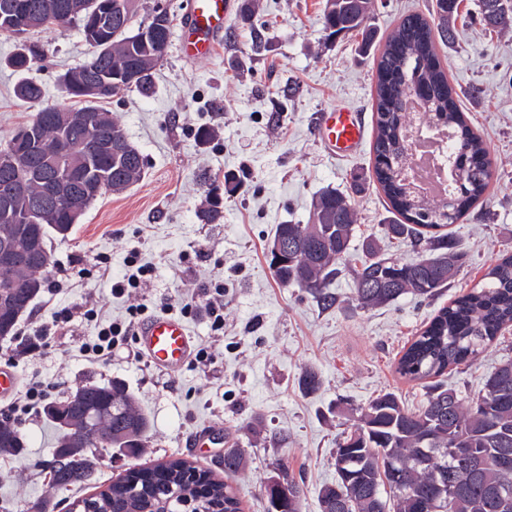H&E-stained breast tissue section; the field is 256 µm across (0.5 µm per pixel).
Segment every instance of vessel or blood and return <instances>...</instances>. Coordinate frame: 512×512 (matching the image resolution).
<instances>
[{
    "mask_svg": "<svg viewBox=\"0 0 512 512\" xmlns=\"http://www.w3.org/2000/svg\"><path fill=\"white\" fill-rule=\"evenodd\" d=\"M196 6L183 29V50L187 57H211L224 33L229 0H195ZM317 132L325 150L332 156L358 155L365 137L361 112L337 106L320 112ZM142 354L165 371L182 368L191 358L195 341L189 328L179 318L160 313L140 323L136 329Z\"/></svg>",
    "mask_w": 512,
    "mask_h": 512,
    "instance_id": "vessel-or-blood-1",
    "label": "vessel or blood"
}]
</instances>
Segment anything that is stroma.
<instances>
[{
    "instance_id": "stroma-1",
    "label": "stroma",
    "mask_w": 512,
    "mask_h": 512,
    "mask_svg": "<svg viewBox=\"0 0 512 512\" xmlns=\"http://www.w3.org/2000/svg\"><path fill=\"white\" fill-rule=\"evenodd\" d=\"M243 3L230 0L212 57H184L178 41H171L153 72L150 96L123 92L104 102L140 151L144 175L122 193L98 197L68 238H51L48 270L58 291L42 290L18 325L19 334L32 333L55 308L82 303L88 294L112 319L124 321L129 304L162 295L187 300L220 281L223 331L212 330L198 313L185 319L196 345L213 360L204 370L189 362L167 373L120 348L111 361L91 364L79 346L94 335V326L74 320L46 355L16 364L20 378H57L59 400L85 384L122 382L150 418L146 441L135 456L122 448L97 449L93 480L58 490L48 479L57 430L43 413L29 415L18 426L22 450L0 464V512H27L35 501L64 512L74 498L104 489L125 470L173 456L220 476L228 448L245 458L233 481L244 512H267L263 487L284 472L304 489L302 512H320L321 488L336 481L337 443L361 407L384 392L411 409L424 404L423 383L396 371L413 337L441 307L479 283L496 259L512 255V26L484 31L479 0H461L456 39L438 47L458 103L488 145L493 172L485 203L451 227L464 264L433 297L408 293L364 309L351 271L364 240L375 237L384 254L402 262L414 253L409 243L384 235L391 214L370 176V146L351 159L331 157L314 131L315 117L347 105L373 125L375 58L402 13H430L435 0H373L368 47L358 36H326L324 0H254L248 19L241 16ZM22 42L39 56L28 79L45 88L48 103L63 102L59 75L87 59L77 25L34 32ZM22 42L0 33V148L30 114L13 95L17 74L5 65ZM201 127L213 132L204 145L196 138ZM326 189L348 196L356 214L350 267L332 281L336 302L329 307L305 289L281 285L269 253L276 225L308 223L313 197ZM214 191L222 198V217L201 223L199 213ZM134 250L155 272L131 298H112V280ZM103 255L112 258L109 275H92ZM510 360L512 326L441 382L469 397ZM308 370L321 379L312 393L300 384ZM206 426L221 428V445L190 447L194 432Z\"/></svg>"
}]
</instances>
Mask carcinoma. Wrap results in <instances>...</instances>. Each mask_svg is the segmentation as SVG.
<instances>
[{"mask_svg":"<svg viewBox=\"0 0 512 512\" xmlns=\"http://www.w3.org/2000/svg\"><path fill=\"white\" fill-rule=\"evenodd\" d=\"M34 29L62 31L76 24L83 33L87 60L60 76L66 99L80 106L48 105L42 87L28 79L15 86V95L33 108L29 119L9 137L0 152H9L27 129L41 126L43 153L23 154L18 162L37 172L41 181L26 195L14 199L11 211L0 212V244L17 252L16 263L0 269V326L4 336H13L19 315L24 313L44 287L42 273L50 264L47 242L75 223L66 211L54 209L44 197L46 187L72 183L70 208L79 215L96 200L88 191L95 182L99 193H120L140 180L144 160L139 150L112 151L107 142L125 144L127 138L112 114L99 103L125 91L114 86L94 92L90 84L99 73L124 74L133 69L138 78L133 90L151 93V70L167 52L172 35L169 14L153 15V31H131L137 0H25ZM459 0H435L432 15L403 14L376 58V134L372 142V178L390 203L395 220L388 234L402 239L419 254L401 264L380 254L370 243L367 257L353 269L356 297L363 308L388 304L412 293L432 296L448 286L462 266L464 254L447 227L458 223L484 196L491 170L483 159L487 150L460 112L448 71L436 51V41L453 39L450 22ZM371 0H325L324 29L329 35L365 31ZM482 19L490 28L512 19V0H480ZM112 12V28L100 33L105 42L90 40L86 31L99 14ZM37 54L21 46L9 60L17 73L28 72ZM423 87L419 100L426 122L448 132V161L455 169L452 188L445 198L419 195L407 179L410 164L409 130L416 120L411 111V90ZM86 112L89 125L72 118ZM65 131L84 144L87 152L62 164L69 177H57L58 167L43 163L52 152L58 132ZM309 224H279L271 245L296 247L288 264L274 269L285 285L305 289L324 306L333 304L327 291L330 282L346 267L355 229V212L348 197L327 190L312 202ZM39 242V250L31 247ZM512 324V255L492 264L483 281L441 308L426 328L398 359L396 370L410 381H424L474 360L503 329ZM66 408L67 419L76 423L87 412L96 416L99 438L91 448H126L133 455L142 447L149 419L139 411L125 387L85 385L63 400L47 406L44 414L61 423L55 410ZM23 447V439L11 423L0 422V453ZM512 455V361L497 367L485 380L477 397L465 400L456 391L437 383L428 385L425 404L417 411L405 408L393 393L373 398L362 409L357 424L338 444L336 483L320 491L321 512H512V471L498 469L493 459ZM482 458L477 469L461 465L467 458ZM398 465L405 485L399 494L388 485V464ZM243 465L236 450L224 451V474L232 476ZM94 463L87 450L72 451L69 431L60 435L51 467L52 483L58 488L90 482ZM291 497L285 512H300L303 490L286 479ZM71 512H243L236 490L205 469L176 458L138 469L111 482L98 493L76 500Z\"/></svg>","mask_w":512,"mask_h":512,"instance_id":"cac0c4a2","label":"carcinoma"}]
</instances>
